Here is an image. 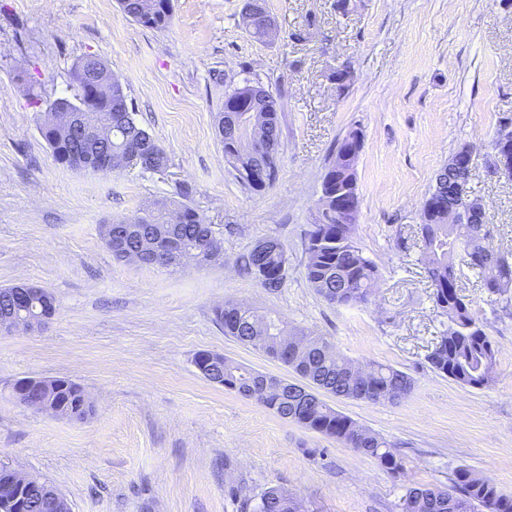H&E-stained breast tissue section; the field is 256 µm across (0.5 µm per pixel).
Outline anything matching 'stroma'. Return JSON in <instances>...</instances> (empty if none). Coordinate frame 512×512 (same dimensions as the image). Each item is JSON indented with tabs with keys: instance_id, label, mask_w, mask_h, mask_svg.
I'll return each mask as SVG.
<instances>
[{
	"instance_id": "stroma-1",
	"label": "stroma",
	"mask_w": 512,
	"mask_h": 512,
	"mask_svg": "<svg viewBox=\"0 0 512 512\" xmlns=\"http://www.w3.org/2000/svg\"><path fill=\"white\" fill-rule=\"evenodd\" d=\"M169 28L143 27L118 0H0V285L51 292L39 331L0 335V458L51 481L72 512H239L272 486L300 512H398L408 487L450 488L471 470L512 495V312L494 309L478 274L460 285L498 347L494 379L474 389L433 372L444 329L430 299L419 236L438 170L471 151L467 189L484 201L496 249L512 255V178L491 143L512 117V0H266L275 37H251L244 0H173ZM100 57L126 87L138 122L168 151L166 174H91L54 161L36 124L41 104L72 96L76 58ZM352 79L338 85L334 71ZM257 79L280 105L281 170L245 192L224 165L214 115L225 91ZM355 239L381 273L371 301L336 306L304 276L305 235L332 151L351 128ZM189 185L221 257L163 270L116 260L102 225ZM279 240L277 292L242 275L238 257ZM227 302L279 313L365 364L413 380L396 402L340 400L339 411L395 445V478L335 439L203 378L207 351L288 376L264 352L225 336ZM25 377H65L94 404L84 422L23 406Z\"/></svg>"
}]
</instances>
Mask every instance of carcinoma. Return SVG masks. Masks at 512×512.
I'll return each instance as SVG.
<instances>
[{
	"instance_id": "obj_1",
	"label": "carcinoma",
	"mask_w": 512,
	"mask_h": 512,
	"mask_svg": "<svg viewBox=\"0 0 512 512\" xmlns=\"http://www.w3.org/2000/svg\"><path fill=\"white\" fill-rule=\"evenodd\" d=\"M126 16L148 28L162 30L173 20V0H120ZM86 57L82 56L71 66L70 83L75 90L73 97H61L52 105L73 108L85 107L94 114L102 127H112V141L102 145L100 151L110 150L124 154L139 140H149L152 157L135 161L132 166L145 172L157 173L170 167L167 150L135 118L128 103L125 87L117 78L112 84L95 87L84 77ZM246 107L251 110L241 125V141L249 146L248 153L231 149L224 134L226 110ZM41 136L48 144L56 162L70 168H79L74 151L80 148L78 138L72 136L64 124L48 126L39 123ZM216 136L224 148V164L234 172V178L249 192H260L264 187L253 185L243 175L251 162H259L270 169L272 179H277L281 168L279 156L280 118L279 104L273 93L259 82H245L224 93V105L216 114ZM355 130L343 137L332 160L326 167L321 191L327 193L336 187L357 190L356 159L344 150L352 144ZM177 198H156L147 201L138 214L124 221L108 225V238L104 244L118 260H125L147 250L153 241L172 237L183 244L204 251L215 252L220 245L212 225L203 222L190 201L191 189L181 183L175 187ZM357 216L336 219V213L325 209L312 215L307 239L321 235L320 243L305 247L307 262L305 277L310 285L328 303L355 306L366 303L374 292L380 273L366 259L354 237ZM424 254V272L431 288L430 297L438 313L448 319V325L432 346L427 359L431 368L460 385L484 388L492 382L497 362L498 348L488 337L475 317L470 302L460 293L454 257L463 252L489 250L496 255L492 263H469L467 267L479 274L481 287L493 295L490 302L503 310L512 308V261L488 242V232L481 224H450L441 212L430 207L425 200L423 223L419 225ZM284 250H260L252 247L238 259L244 273L256 276L262 267L270 275L260 284L271 292L282 287L285 273ZM33 309L20 310L14 299V287L0 288V316L26 318ZM215 320L224 326V335L246 345L248 340L267 331L273 336H291L296 328L279 316L258 314L244 303H227L215 309ZM317 346L283 359V364L302 380L316 388L317 397L304 404L288 399L285 394L272 390L277 382L267 377L269 385L257 380L256 371L224 359L215 365L216 372L224 375L228 389L242 393L251 390L253 401L281 418H289L324 436L336 439L361 455L376 460L380 466L397 478L404 474L405 463L386 438L360 425L340 412L328 398L365 399L380 395L394 402L406 397L412 390V378L401 370L388 365L374 364L360 373L352 372L353 363L323 337L316 338ZM83 388L70 379L61 380L60 398L64 404L62 417L84 421L93 408H84ZM57 491L52 483L35 477L31 480L32 506L30 512H46L41 508V495ZM294 499L281 487H270L259 499H241V512H294ZM475 512L482 507L485 512H512V496L501 493L495 484L476 476L466 468L455 473L452 489L437 487H411L401 497L400 512Z\"/></svg>"
}]
</instances>
